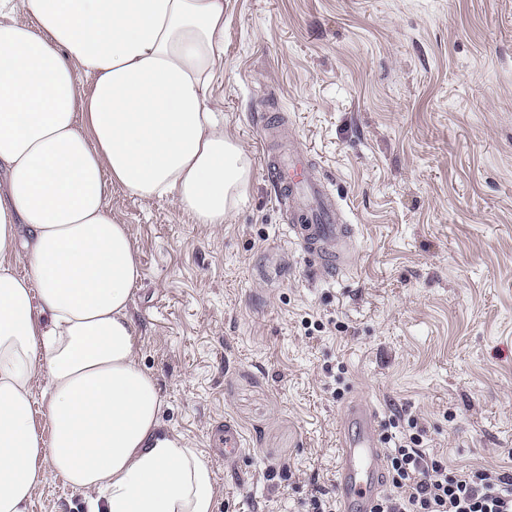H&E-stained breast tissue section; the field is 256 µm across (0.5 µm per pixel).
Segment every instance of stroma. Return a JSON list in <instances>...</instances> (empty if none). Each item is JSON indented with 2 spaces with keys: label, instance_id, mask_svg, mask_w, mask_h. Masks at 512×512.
I'll return each instance as SVG.
<instances>
[{
  "label": "stroma",
  "instance_id": "1",
  "mask_svg": "<svg viewBox=\"0 0 512 512\" xmlns=\"http://www.w3.org/2000/svg\"><path fill=\"white\" fill-rule=\"evenodd\" d=\"M224 125L246 199L196 224L113 190L142 277L131 316L168 434L202 449L215 512H308L336 494L340 413L412 417L449 468L512 470V0H224ZM317 155L352 264L288 238L256 115ZM248 447L227 459L216 426ZM48 475L29 512H84Z\"/></svg>",
  "mask_w": 512,
  "mask_h": 512
}]
</instances>
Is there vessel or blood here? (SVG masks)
Listing matches in <instances>:
<instances>
[{
  "label": "vessel or blood",
  "mask_w": 512,
  "mask_h": 512,
  "mask_svg": "<svg viewBox=\"0 0 512 512\" xmlns=\"http://www.w3.org/2000/svg\"><path fill=\"white\" fill-rule=\"evenodd\" d=\"M266 171L278 204L289 215L290 240L318 274L348 265L350 233L328 185L315 177L311 153L298 143L265 152ZM229 456L244 453V438L233 423L219 429ZM382 440L378 415L367 401L355 399L344 410L339 436L336 495L338 512H373L382 483Z\"/></svg>",
  "instance_id": "b4317fda"
}]
</instances>
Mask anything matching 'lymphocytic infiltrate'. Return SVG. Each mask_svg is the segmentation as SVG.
<instances>
[{
	"mask_svg": "<svg viewBox=\"0 0 512 512\" xmlns=\"http://www.w3.org/2000/svg\"><path fill=\"white\" fill-rule=\"evenodd\" d=\"M390 493L375 512H512V473L449 469L422 446L421 433L385 434Z\"/></svg>",
	"mask_w": 512,
	"mask_h": 512,
	"instance_id": "lymphocytic-infiltrate-1",
	"label": "lymphocytic infiltrate"
}]
</instances>
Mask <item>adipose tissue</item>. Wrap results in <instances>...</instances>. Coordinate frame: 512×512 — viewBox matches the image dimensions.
I'll return each mask as SVG.
<instances>
[{
    "instance_id": "ef3b65f1",
    "label": "adipose tissue",
    "mask_w": 512,
    "mask_h": 512,
    "mask_svg": "<svg viewBox=\"0 0 512 512\" xmlns=\"http://www.w3.org/2000/svg\"><path fill=\"white\" fill-rule=\"evenodd\" d=\"M223 76L224 0H0V512H29L50 472L87 512H215L207 459L164 432L138 364L139 255L108 198L227 221L253 161Z\"/></svg>"
}]
</instances>
